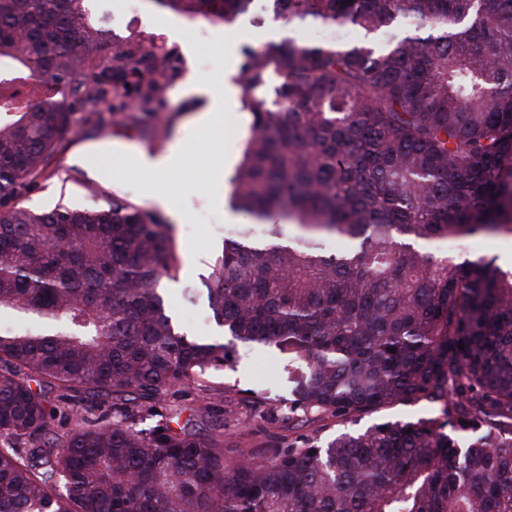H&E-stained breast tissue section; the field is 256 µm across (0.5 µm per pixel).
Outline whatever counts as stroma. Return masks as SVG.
<instances>
[{"label": "stroma", "mask_w": 512, "mask_h": 512, "mask_svg": "<svg viewBox=\"0 0 512 512\" xmlns=\"http://www.w3.org/2000/svg\"><path fill=\"white\" fill-rule=\"evenodd\" d=\"M139 18L129 20L116 31L104 32L106 45L153 41L184 59L165 94L161 120L169 129L166 138L158 139L137 128L111 126L105 131L85 128L66 134L64 148L51 170L38 185L21 199L24 207L46 211L63 203L74 208L103 205L119 195L143 207H152L147 193V174L140 169L141 153L157 155L167 152L174 143L182 151L171 176L160 189L171 200L163 211L173 221V237L178 259V277L163 280L171 298V310L181 326L191 335L214 341L222 333L205 318V304L189 307L181 298L183 283L203 286L211 271L214 257L221 251L224 237L242 224L229 197L231 179L242 159L251 116L242 101L224 111V124L216 129L198 123L200 102L181 97L179 84L188 75L207 82L217 93H225L231 80L239 76L244 49H261L267 42L290 34L305 40V29L287 30L283 24L269 20L250 24L237 20L231 25H209L207 36H199L196 21L157 8L152 0H139ZM209 59L203 70H195L196 57ZM292 368L287 355L266 351H245L235 370L211 375L212 385L223 387L230 398L224 416L226 448L253 452L263 457L271 441L291 442L309 435L335 436L340 423L313 417L296 418L287 423L270 421L271 412L288 399Z\"/></svg>", "instance_id": "35a3bbf8"}]
</instances>
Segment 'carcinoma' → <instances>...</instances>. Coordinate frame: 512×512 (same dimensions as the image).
<instances>
[{
	"label": "carcinoma",
	"mask_w": 512,
	"mask_h": 512,
	"mask_svg": "<svg viewBox=\"0 0 512 512\" xmlns=\"http://www.w3.org/2000/svg\"><path fill=\"white\" fill-rule=\"evenodd\" d=\"M82 2L0 0V512H512V266L427 247L512 237V0H268L365 35L244 52L246 224L206 283L222 343L171 315L161 212L20 203L63 132L162 111L144 74L169 50L104 49ZM152 2L229 24L250 0ZM270 348L303 368L284 421L433 412L228 457L206 380Z\"/></svg>",
	"instance_id": "carcinoma-1"
}]
</instances>
